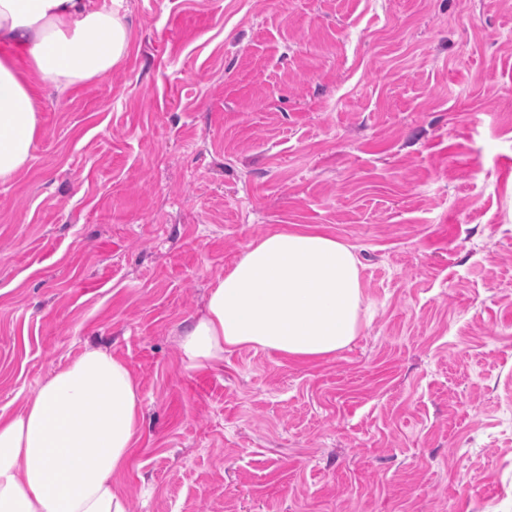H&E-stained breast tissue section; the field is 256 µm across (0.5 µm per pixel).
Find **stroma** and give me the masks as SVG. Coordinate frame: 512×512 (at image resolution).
<instances>
[{
  "instance_id": "obj_1",
  "label": "stroma",
  "mask_w": 512,
  "mask_h": 512,
  "mask_svg": "<svg viewBox=\"0 0 512 512\" xmlns=\"http://www.w3.org/2000/svg\"><path fill=\"white\" fill-rule=\"evenodd\" d=\"M0 184V413L101 347L142 398L129 512H512V0H126ZM354 248L314 361L181 335L256 237Z\"/></svg>"
}]
</instances>
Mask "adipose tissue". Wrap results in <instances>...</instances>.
I'll return each instance as SVG.
<instances>
[{
    "instance_id": "ef3b65f1",
    "label": "adipose tissue",
    "mask_w": 512,
    "mask_h": 512,
    "mask_svg": "<svg viewBox=\"0 0 512 512\" xmlns=\"http://www.w3.org/2000/svg\"><path fill=\"white\" fill-rule=\"evenodd\" d=\"M125 0H0V182L32 158L44 91L111 75L129 53ZM364 300L351 247L314 229L266 233L212 286L182 341L190 369L249 346L297 361L356 339ZM128 365L86 349L13 416L0 414V512H128L113 482L141 431Z\"/></svg>"
}]
</instances>
